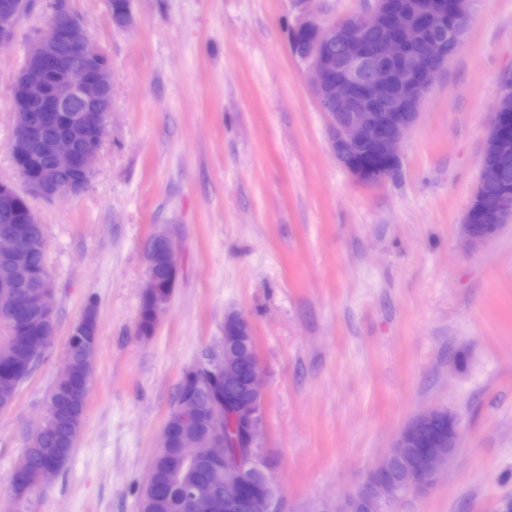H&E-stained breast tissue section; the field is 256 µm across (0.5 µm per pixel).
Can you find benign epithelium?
Returning a JSON list of instances; mask_svg holds the SVG:
<instances>
[{
	"mask_svg": "<svg viewBox=\"0 0 512 512\" xmlns=\"http://www.w3.org/2000/svg\"><path fill=\"white\" fill-rule=\"evenodd\" d=\"M312 0H301L302 9L294 22L298 29L317 27L319 39L313 43L303 64L311 78L318 102L329 125V146L336 161L360 184L372 186L394 177L401 167L399 147L404 135L420 119L421 105L437 75L448 64L462 42L464 22L475 0H457L453 17H448V0H415L404 14L392 12V0H372V6L358 13L320 24L310 9ZM30 0H0V51L11 48L18 18ZM57 13L68 20L49 27L28 45L24 65L15 77L11 98L13 132L9 149L17 173L29 195L46 200L75 195L85 190L107 133L112 110V68L99 64L104 52L90 41L83 24L69 16L66 0H56ZM76 44L82 51V69L93 74L87 79L71 75V63L59 51L63 43ZM336 43L331 56L325 45ZM82 102L76 110L73 100ZM495 101L494 115L486 132L483 150L490 165H481L471 197L483 224L470 222L465 212L459 234L464 251L476 250L496 238L512 223V192L490 191L485 182L490 170L512 165V113L500 111ZM37 110L36 115L26 108ZM38 155L52 165L36 174L27 170L28 161ZM77 171L82 183L64 179L60 173ZM9 196L0 204V314L16 310L18 277L27 273L26 239L14 223ZM146 277L142 300L152 306V321L168 302L160 290L157 268L179 273V258L171 235L154 233L145 249ZM51 276H37L34 287L23 292L27 306L36 309L47 324L55 313ZM96 348L81 343L67 347L65 364L82 363L87 376L73 385L74 395L86 403ZM246 365L251 376L244 392H239L238 370ZM252 330L239 313L224 316L222 354L209 357L187 369L180 380L185 395L177 414L169 415L162 433L161 447L172 448V467L188 462L204 463L224 475L220 491L195 489L187 494L189 512H277V488L266 467L258 436L263 424L265 394L259 381ZM241 396H235V393ZM236 423L232 437L224 434V412ZM448 418V431L430 438L429 448L405 466L400 477L390 479L401 448L420 443L422 427ZM459 419L449 408L431 407L415 415L395 436L390 450L371 468L359 485L361 495L351 494L337 512H351L359 501L361 512H379L398 499L399 490L422 493L437 482L454 458L459 445ZM64 465L63 459L36 469L30 457L23 458L14 473V484L41 485ZM260 483V495L241 499L247 483Z\"/></svg>",
	"mask_w": 512,
	"mask_h": 512,
	"instance_id": "7a95c632",
	"label": "benign epithelium"
}]
</instances>
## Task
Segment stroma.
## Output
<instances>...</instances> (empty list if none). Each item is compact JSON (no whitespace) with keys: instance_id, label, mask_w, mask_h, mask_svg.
<instances>
[{"instance_id":"obj_1","label":"stroma","mask_w":512,"mask_h":512,"mask_svg":"<svg viewBox=\"0 0 512 512\" xmlns=\"http://www.w3.org/2000/svg\"><path fill=\"white\" fill-rule=\"evenodd\" d=\"M54 0H33L0 53V180L11 89ZM112 63V117L89 187L29 197L45 227L55 341L0 413V512L88 303L98 348L67 466L21 512H138L185 368L248 318L266 401L260 446L281 512H334L418 411L460 421L447 475L386 512L512 505V225L463 252L459 226L493 100L512 73V0H476L461 48L401 145L398 177L353 180L293 55L299 0H67ZM179 244L178 286L137 331L145 245Z\"/></svg>"}]
</instances>
